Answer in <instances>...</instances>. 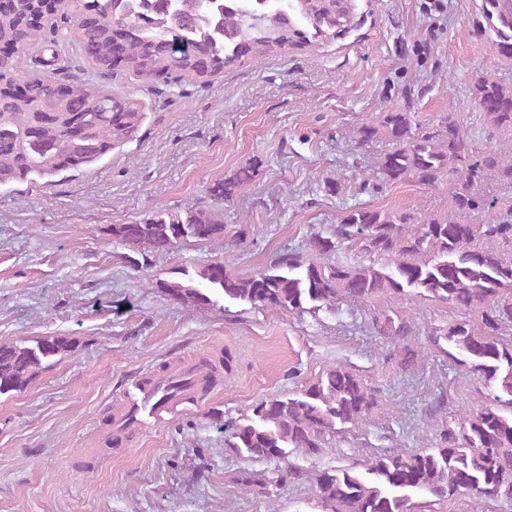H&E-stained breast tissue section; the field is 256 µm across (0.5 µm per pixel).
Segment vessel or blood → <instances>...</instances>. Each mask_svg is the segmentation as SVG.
<instances>
[{"mask_svg":"<svg viewBox=\"0 0 512 512\" xmlns=\"http://www.w3.org/2000/svg\"><path fill=\"white\" fill-rule=\"evenodd\" d=\"M199 379V369L190 363L166 383L143 373L128 379L112 413L114 445H129L132 441L131 429L150 430L167 423L178 407L188 402Z\"/></svg>","mask_w":512,"mask_h":512,"instance_id":"vessel-or-blood-1","label":"vessel or blood"}]
</instances>
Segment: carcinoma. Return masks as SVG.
Wrapping results in <instances>:
<instances>
[{
    "label": "carcinoma",
    "instance_id": "carcinoma-1",
    "mask_svg": "<svg viewBox=\"0 0 512 512\" xmlns=\"http://www.w3.org/2000/svg\"><path fill=\"white\" fill-rule=\"evenodd\" d=\"M224 0L213 27L196 17L204 0H142L134 12L126 0H3L0 45V185L51 179L84 170L132 141L145 112L103 85L117 76L160 87L172 80L207 84L213 77L264 57L336 37L346 0H286L263 10L261 2L240 9ZM301 17L305 24L296 23ZM479 29L497 38L500 56L512 61V0H481ZM75 44L96 77L70 72L62 48ZM42 67L27 69V62ZM471 105L492 130H512V86L489 76L472 86ZM361 144L386 140L375 180L409 178L452 185L448 213L417 218L399 210L354 208L327 235L308 241L309 255L281 254L251 276L211 261L152 284L170 300L210 308L219 300L297 314L340 302L372 305L381 296H419L447 303L459 318L430 333V341L463 370L495 388L456 425L434 434L428 448L388 450L366 467L321 472L314 494L322 512H433L460 495L476 502L512 501V209L496 212L482 190L491 181L512 188V156L475 152L448 115L431 129L414 124L405 106L379 122L357 128ZM252 162L233 176L205 187L208 204L190 203L179 214L157 212L133 224H114L113 241L128 248L123 259L135 271L184 242L224 239L217 213L249 185ZM483 214L478 224L469 217ZM355 245L369 263L334 261L340 247ZM370 329L399 348L401 369L418 364L409 344L412 327L373 309ZM78 346L66 336H42L0 345V397L27 388L36 374ZM377 406L376 394L355 370L337 365L288 397L253 405L251 414L224 422L225 445L249 460L312 457L328 439L362 422ZM305 478L298 468L270 478L248 471L242 486L260 493L275 483Z\"/></svg>",
    "mask_w": 512,
    "mask_h": 512
}]
</instances>
